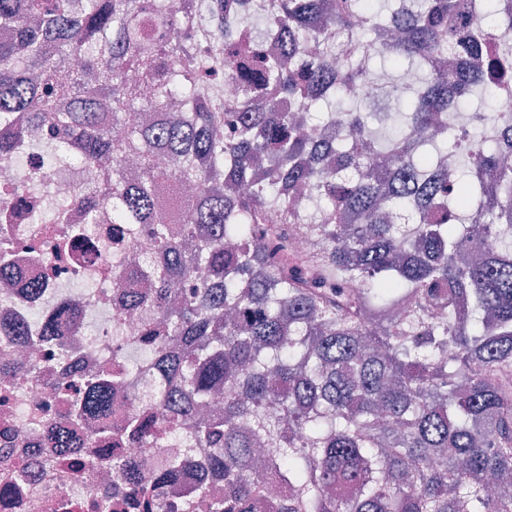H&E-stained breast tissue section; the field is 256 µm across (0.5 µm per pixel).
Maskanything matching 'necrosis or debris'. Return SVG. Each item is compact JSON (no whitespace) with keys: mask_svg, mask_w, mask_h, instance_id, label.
<instances>
[{"mask_svg":"<svg viewBox=\"0 0 512 512\" xmlns=\"http://www.w3.org/2000/svg\"><path fill=\"white\" fill-rule=\"evenodd\" d=\"M10 140L0 160V255L13 279L0 287V512H145L139 488L167 462L195 456L161 491L176 512H210L200 485L224 494L223 476L202 468L185 422L158 424L167 392L157 350L143 334L140 311L120 303L123 289L147 296L151 266L162 254L142 224H116L112 207L88 210L78 197L104 177L57 151L41 130ZM72 315L52 335L43 322L59 308ZM120 373L108 419L89 418L66 453L48 444L84 382L102 370ZM151 430L136 439L127 421Z\"/></svg>","mask_w":512,"mask_h":512,"instance_id":"1","label":"necrosis or debris"}]
</instances>
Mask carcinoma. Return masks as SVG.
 Wrapping results in <instances>:
<instances>
[{"mask_svg": "<svg viewBox=\"0 0 512 512\" xmlns=\"http://www.w3.org/2000/svg\"><path fill=\"white\" fill-rule=\"evenodd\" d=\"M197 2L176 17L163 0H0V23L16 31L0 43V123L48 126L78 161L111 164L112 180L77 202L112 200L114 223L150 225L168 255L149 306L164 342L184 350H158L169 384L158 411L193 417L224 388L222 408L195 425L224 475L212 512H254L260 445L288 486L280 512H512V174L483 132L464 149L467 171L441 164L457 140L443 121L452 91L485 90L482 34L453 26L460 0H400L385 17L360 0H280L263 19L264 35L285 40L272 58L235 40L243 16L229 0H213L208 43L188 38ZM492 17L512 27V0H496ZM380 21L403 32L390 68L415 61L425 74L392 81L411 101L378 115L401 121L381 139L371 113L315 118L338 94L369 96L364 48ZM297 29L314 50L286 39ZM455 46L459 73L434 77ZM235 47L250 57L238 98L200 92V79L231 70ZM145 110L158 120L143 123ZM162 152L175 168L156 165ZM473 170L484 176L476 211ZM168 180L196 190L185 223L207 234L193 250L159 215L154 187ZM305 187L321 198L303 214ZM384 203L406 222L390 223ZM270 209L280 223H267ZM489 226L497 243L484 250ZM290 236L311 244L301 263ZM198 268L205 277L179 289ZM111 388L107 375L88 380L79 414L104 413ZM72 424L52 447H73Z\"/></svg>", "mask_w": 512, "mask_h": 512, "instance_id": "1", "label": "carcinoma"}]
</instances>
